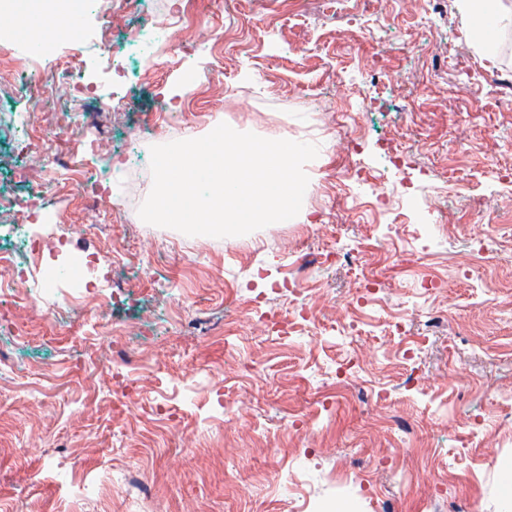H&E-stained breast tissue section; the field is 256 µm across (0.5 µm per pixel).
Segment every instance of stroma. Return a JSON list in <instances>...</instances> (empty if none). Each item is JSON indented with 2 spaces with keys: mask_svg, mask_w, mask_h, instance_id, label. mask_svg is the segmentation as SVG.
<instances>
[{
  "mask_svg": "<svg viewBox=\"0 0 512 512\" xmlns=\"http://www.w3.org/2000/svg\"><path fill=\"white\" fill-rule=\"evenodd\" d=\"M181 9L208 17L172 31L190 53L131 49ZM22 41L6 58L42 84L0 91V196L48 204L103 297L47 299L34 266L0 301V512H512V27L489 60L456 0H102L58 36L78 101ZM73 113L90 173L141 169L103 212L108 181L54 191L16 148L33 127L63 153ZM221 123L318 146L300 214L225 238L142 221L151 146Z\"/></svg>",
  "mask_w": 512,
  "mask_h": 512,
  "instance_id": "stroma-1",
  "label": "stroma"
}]
</instances>
